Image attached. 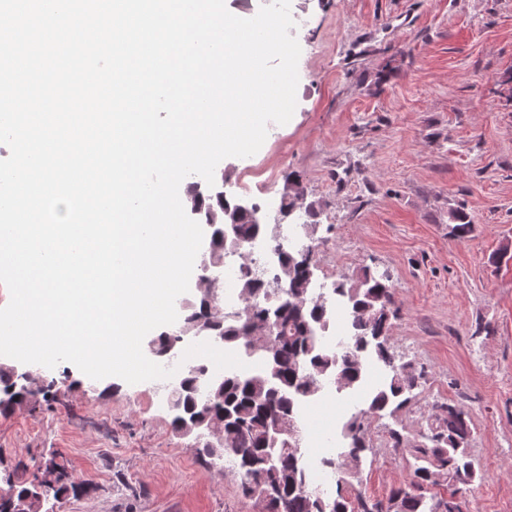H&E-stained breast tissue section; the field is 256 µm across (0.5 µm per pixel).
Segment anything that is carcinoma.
I'll return each mask as SVG.
<instances>
[{
	"label": "carcinoma",
	"mask_w": 512,
	"mask_h": 512,
	"mask_svg": "<svg viewBox=\"0 0 512 512\" xmlns=\"http://www.w3.org/2000/svg\"><path fill=\"white\" fill-rule=\"evenodd\" d=\"M185 206L191 215L210 229L207 245L211 263L224 262L228 245L224 242V213L234 208L235 201L215 188L205 192L193 183L185 190ZM257 204L238 216L239 229L247 241H271L278 262L286 267L294 255L275 237L272 226L258 224L254 212ZM449 234L467 237L472 224L462 212L449 215ZM244 303L238 312L226 313L220 297L197 295L196 300L182 304L184 315L179 327L163 331L150 340L153 355L169 358L178 350V339L193 336L203 341L209 336L246 357L257 365L252 370L226 371L211 375L204 361L199 360L183 371L177 393L178 410L170 426L181 432V423L194 421L207 427L224 416L238 425L225 436L224 447L216 452L226 456L231 468L241 477V492L260 499L278 489L280 501L275 512H318L310 493L316 489L315 472L331 473L335 478V512H381V499L357 496L351 500L350 479L358 472L342 468L347 459L364 461L374 455V448L365 422L371 417L395 416L413 398L420 386L423 370L412 361H401L388 342L392 320L398 308L389 285L387 273L378 274L364 267L357 277L341 275L333 281L332 300L321 302L311 294L305 273L294 271L283 288H271L253 267L240 276L237 284ZM340 300L351 317L348 341L329 349L322 341L330 324L329 311L333 300ZM372 309L376 316L364 318L360 312ZM270 318L279 325V332L268 337L265 345H251V334L258 321ZM373 356L383 364L388 375L384 384L370 393L366 408L353 414L344 425L347 446L336 455H321L317 465L308 461V447L286 448L273 431L281 420H301L304 405L318 396L314 382L326 377L341 378L346 387L359 385L365 376V359ZM17 380L14 367L0 364V415L12 409V400L20 392L10 393ZM426 436L441 438L425 448L411 449L414 459L409 482L391 492L397 501V512H439L440 504L459 497L461 487L472 484L480 474L469 458L472 423L469 416L455 411L452 403L432 406L425 418ZM57 471L53 495L64 496L76 489L65 467L54 464ZM446 488L447 495L433 492ZM34 481L25 474L12 471L9 483L0 484V512H10L14 502H25L26 512H38L32 498ZM360 508H355V505Z\"/></svg>",
	"instance_id": "1"
}]
</instances>
